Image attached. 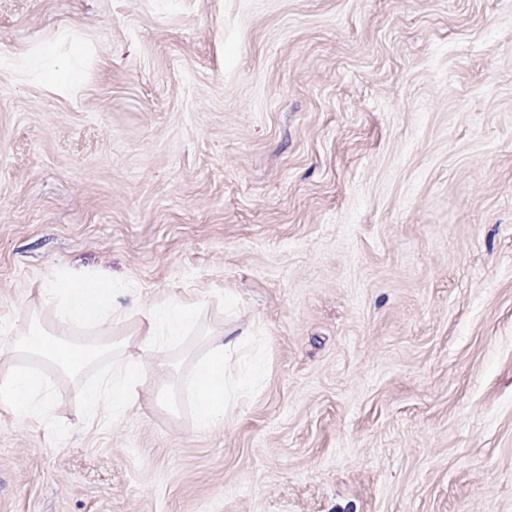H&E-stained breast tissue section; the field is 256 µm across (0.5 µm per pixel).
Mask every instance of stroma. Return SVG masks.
Segmentation results:
<instances>
[{"label": "stroma", "instance_id": "35a3bbf8", "mask_svg": "<svg viewBox=\"0 0 512 512\" xmlns=\"http://www.w3.org/2000/svg\"><path fill=\"white\" fill-rule=\"evenodd\" d=\"M0 47V364L49 395L0 512H512V0H0ZM64 275L125 313L78 344L196 303L176 413L10 351ZM225 329L265 372L202 430Z\"/></svg>", "mask_w": 512, "mask_h": 512}]
</instances>
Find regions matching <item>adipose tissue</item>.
Masks as SVG:
<instances>
[{
	"instance_id": "ef3b65f1",
	"label": "adipose tissue",
	"mask_w": 512,
	"mask_h": 512,
	"mask_svg": "<svg viewBox=\"0 0 512 512\" xmlns=\"http://www.w3.org/2000/svg\"><path fill=\"white\" fill-rule=\"evenodd\" d=\"M44 292L55 320L65 327L103 326L123 316L121 309L113 304L112 285L105 282L67 277L48 283ZM144 319L146 326L137 335L122 337L106 347L95 345L79 351L32 327L16 336L14 346L69 372L79 371L105 349L118 351L119 357L105 389L85 390L84 405L89 416H97L102 399L107 396L112 400L113 411L121 412L139 405L140 392L151 378L156 381L157 398H171L173 387L164 380L167 365L157 362L156 357L195 324L197 311L193 303L169 300L146 312ZM248 339L245 331L237 335L223 332L218 339L210 341L206 358L196 365L190 388L198 401L196 421L200 428L223 423L241 392L250 388L261 373L259 356L251 354L244 359L239 356ZM148 357L155 361L150 369L144 365ZM46 400L45 382L38 372L13 367L0 371V401L21 419L42 415Z\"/></svg>"
}]
</instances>
